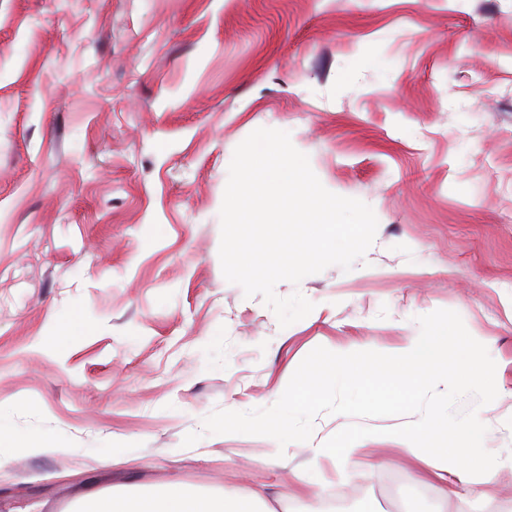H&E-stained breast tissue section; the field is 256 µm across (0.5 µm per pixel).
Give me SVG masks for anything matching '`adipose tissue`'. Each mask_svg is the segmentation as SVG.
<instances>
[{"mask_svg":"<svg viewBox=\"0 0 512 512\" xmlns=\"http://www.w3.org/2000/svg\"><path fill=\"white\" fill-rule=\"evenodd\" d=\"M79 512H254L251 503L227 491L203 495L179 486L158 493L106 495L84 500Z\"/></svg>","mask_w":512,"mask_h":512,"instance_id":"adipose-tissue-1","label":"adipose tissue"}]
</instances>
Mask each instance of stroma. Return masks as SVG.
<instances>
[{"label":"stroma","instance_id":"obj_1","mask_svg":"<svg viewBox=\"0 0 512 512\" xmlns=\"http://www.w3.org/2000/svg\"><path fill=\"white\" fill-rule=\"evenodd\" d=\"M259 128L378 220L351 270L276 284L314 305L285 328L219 258ZM438 309L496 363L497 398L458 404L499 457L482 497L428 479L390 436L404 416L362 419L353 462L314 454L344 415L280 452L205 432L273 405L314 348L392 355ZM0 428L65 448L0 449V512L170 483L316 512L394 473L404 512L512 501V0H0Z\"/></svg>","mask_w":512,"mask_h":512}]
</instances>
